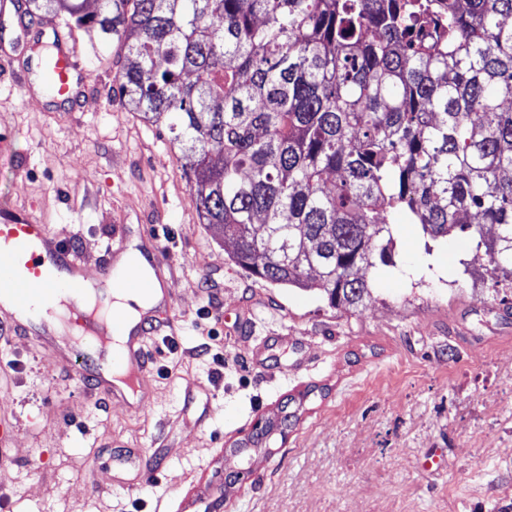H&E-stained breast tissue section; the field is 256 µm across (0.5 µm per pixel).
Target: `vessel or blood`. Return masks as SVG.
<instances>
[{
    "label": "vessel or blood",
    "mask_w": 512,
    "mask_h": 512,
    "mask_svg": "<svg viewBox=\"0 0 512 512\" xmlns=\"http://www.w3.org/2000/svg\"><path fill=\"white\" fill-rule=\"evenodd\" d=\"M56 54L44 68L57 83L61 100L74 99L73 80L79 71V44L74 28L57 23L53 26ZM142 264L128 267L124 284L163 280L164 261L159 246L142 250ZM115 265L104 258L97 290H89V281L71 247L56 239L47 225L32 217L0 221V301H8L12 312L8 326L26 335L37 347L56 349L60 363L73 379L90 384L104 395L123 400L130 410L140 412L146 404L138 397L151 373V353L146 341L164 326L155 309L141 313L137 323L115 313L106 289L114 284ZM67 290L65 326L72 330L68 339H60L55 321L34 318L37 306L52 304L59 290ZM126 332L119 353L125 364L122 375L106 373L100 365L113 352L112 334Z\"/></svg>",
    "instance_id": "1"
}]
</instances>
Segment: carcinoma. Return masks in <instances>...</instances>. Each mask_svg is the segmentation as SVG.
<instances>
[{"label": "carcinoma", "instance_id": "1", "mask_svg": "<svg viewBox=\"0 0 512 512\" xmlns=\"http://www.w3.org/2000/svg\"><path fill=\"white\" fill-rule=\"evenodd\" d=\"M26 0L97 28L130 111L167 122L199 221L233 262L336 308L391 225L476 242L512 278V0ZM292 399L233 449L291 427Z\"/></svg>", "mask_w": 512, "mask_h": 512}]
</instances>
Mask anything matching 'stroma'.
<instances>
[{"instance_id": "35a3bbf8", "label": "stroma", "mask_w": 512, "mask_h": 512, "mask_svg": "<svg viewBox=\"0 0 512 512\" xmlns=\"http://www.w3.org/2000/svg\"><path fill=\"white\" fill-rule=\"evenodd\" d=\"M0 0V213L34 215L88 278L112 245L156 239L175 325L149 340L150 407L76 387L56 355L0 335V397L17 428L0 512H512V287L470 239L394 227L362 306L255 280L201 224L164 122L112 89L114 46L79 32L81 111L22 86L32 35ZM214 336L213 356L196 347ZM288 397L298 420L224 486L225 451ZM148 456L137 483L118 451Z\"/></svg>"}]
</instances>
